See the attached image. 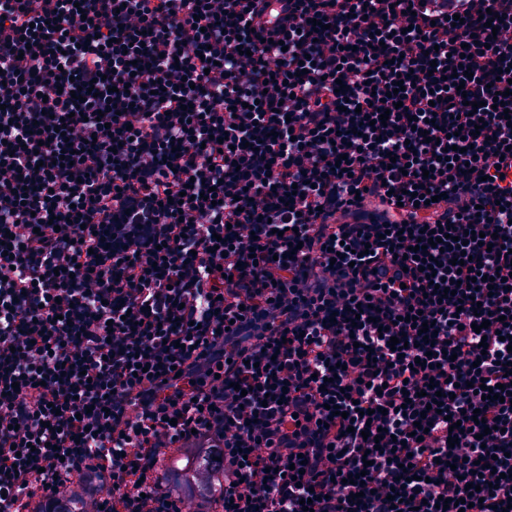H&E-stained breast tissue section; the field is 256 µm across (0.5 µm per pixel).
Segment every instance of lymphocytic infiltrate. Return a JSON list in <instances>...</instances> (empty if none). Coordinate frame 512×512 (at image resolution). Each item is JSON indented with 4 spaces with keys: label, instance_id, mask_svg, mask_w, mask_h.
<instances>
[{
    "label": "lymphocytic infiltrate",
    "instance_id": "f902f5d3",
    "mask_svg": "<svg viewBox=\"0 0 512 512\" xmlns=\"http://www.w3.org/2000/svg\"><path fill=\"white\" fill-rule=\"evenodd\" d=\"M283 10L0 0V512L512 504V0ZM213 457L221 458V461L213 460ZM210 470H224V459L217 453H206L203 456L189 460L180 457L174 461L165 472V477L172 473L174 479L170 481L171 486L183 497V499L194 505L204 503H220L221 497L224 498V480L212 482L204 478V474ZM189 471H193V476H187Z\"/></svg>",
    "mask_w": 512,
    "mask_h": 512
}]
</instances>
